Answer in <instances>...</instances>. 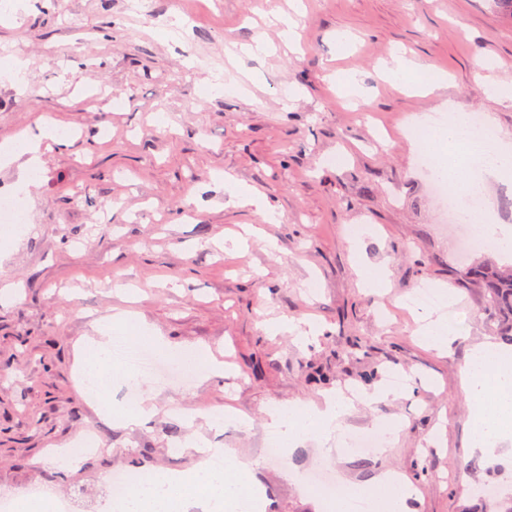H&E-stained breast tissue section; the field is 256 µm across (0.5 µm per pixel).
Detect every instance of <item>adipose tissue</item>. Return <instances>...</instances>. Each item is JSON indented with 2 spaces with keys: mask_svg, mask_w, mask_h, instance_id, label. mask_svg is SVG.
I'll list each match as a JSON object with an SVG mask.
<instances>
[{
  "mask_svg": "<svg viewBox=\"0 0 512 512\" xmlns=\"http://www.w3.org/2000/svg\"><path fill=\"white\" fill-rule=\"evenodd\" d=\"M59 131V125L47 121L38 137L7 141L0 148V163L19 161L25 169L40 168L43 141L63 144ZM427 133L433 142L450 147L445 155L431 153L430 177L446 180L451 189H465L470 202L460 210L462 219L476 224L482 234L498 241L503 248L511 249L512 226L490 222L473 202L483 197L488 176H512V142L504 140L493 149H485L471 133L465 117L457 113L432 122ZM132 317L130 311H117L111 325L103 326L99 339L90 345L81 366L85 395L95 396L109 385L114 342L111 327L126 325ZM461 375L474 408L472 440L487 454H495L497 444L512 440V350L488 342L476 345L462 366ZM393 392V386L381 385L374 391L360 393L354 400L336 392L325 395L317 404L274 402L266 410V427L285 448L308 434L318 436L322 444L341 445L346 438L341 420L353 403L368 406ZM179 448L195 458L191 470L168 474L158 482L129 491L113 502L114 512H186L187 503L193 497L202 498L209 512H265L262 487L254 484L246 489L241 483L242 477L251 475L258 467V460L240 456L231 448L204 444L195 436L180 443ZM217 455L223 456L226 462L224 471L217 472L209 466L210 457ZM368 492L372 497V512H404L414 489L397 474L386 472L375 479Z\"/></svg>",
  "mask_w": 512,
  "mask_h": 512,
  "instance_id": "ef3b65f1",
  "label": "adipose tissue"
}]
</instances>
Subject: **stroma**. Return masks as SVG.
Returning a JSON list of instances; mask_svg holds the SVG:
<instances>
[{"label": "stroma", "mask_w": 512, "mask_h": 512, "mask_svg": "<svg viewBox=\"0 0 512 512\" xmlns=\"http://www.w3.org/2000/svg\"><path fill=\"white\" fill-rule=\"evenodd\" d=\"M293 12L300 51L278 46L240 55L270 19ZM405 50L422 66L424 91L386 81L383 65ZM28 62L6 77L10 56ZM363 88L341 98L334 80ZM232 76L230 91L213 83ZM512 87V17L492 0H7L0 9V140L35 135L43 118L73 132L44 150L21 231L0 244V498L47 487L108 512L100 483L110 470L152 481L190 470L177 446L198 435L259 459L251 479L266 512H323V499L290 475L327 468L344 494L395 471L417 488L408 512H480L485 482L512 488V442L500 462L472 448L473 410L460 371L469 350L497 342L498 318L480 281L486 266L512 274V254L460 256L442 224L430 177L407 125L443 102L490 119L512 139V99L480 82ZM276 206L268 222L224 187V176ZM263 237L227 253L242 225ZM135 285L124 303L113 281ZM423 287L452 301L435 306L461 335L448 353L423 342L406 309ZM135 311L151 334L210 349L227 364L220 380L137 382L157 411L142 425L113 422L129 382L114 374L98 400L81 395L75 354L115 310ZM316 321L308 344L268 335L264 320ZM410 377L402 395L342 419L347 432L397 420L387 455L325 452L307 436L267 457L265 410L273 401H319ZM231 409L212 430L205 416ZM91 434L99 454L71 469L53 460Z\"/></svg>", "instance_id": "35a3bbf8"}]
</instances>
